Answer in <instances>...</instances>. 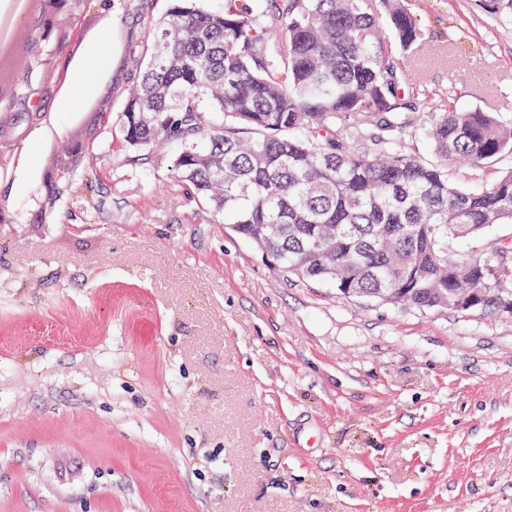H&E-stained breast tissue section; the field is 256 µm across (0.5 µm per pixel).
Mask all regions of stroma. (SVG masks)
I'll return each mask as SVG.
<instances>
[{"label":"stroma","mask_w":512,"mask_h":512,"mask_svg":"<svg viewBox=\"0 0 512 512\" xmlns=\"http://www.w3.org/2000/svg\"><path fill=\"white\" fill-rule=\"evenodd\" d=\"M168 5L59 10L62 43L20 15L0 67V512H512V318L285 275L172 177L177 144L133 160L130 51ZM409 7L421 96L512 121V16Z\"/></svg>","instance_id":"obj_1"}]
</instances>
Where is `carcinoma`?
Instances as JSON below:
<instances>
[{
    "label": "carcinoma",
    "mask_w": 512,
    "mask_h": 512,
    "mask_svg": "<svg viewBox=\"0 0 512 512\" xmlns=\"http://www.w3.org/2000/svg\"><path fill=\"white\" fill-rule=\"evenodd\" d=\"M419 36L406 0H169L133 51L124 141L141 156L179 144L174 177L287 275L512 316V240L454 249L512 224V166L480 189L448 169L512 154V122L420 98L399 58ZM454 288L477 303L454 305Z\"/></svg>",
    "instance_id": "1"
}]
</instances>
